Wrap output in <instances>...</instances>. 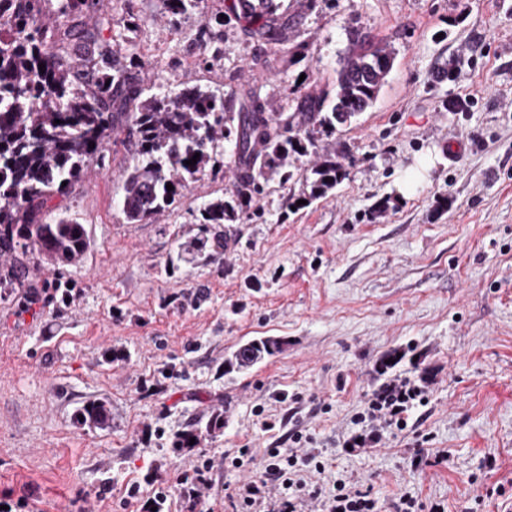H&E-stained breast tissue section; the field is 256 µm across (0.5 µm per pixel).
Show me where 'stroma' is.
<instances>
[{
	"label": "stroma",
	"instance_id": "35a3bbf8",
	"mask_svg": "<svg viewBox=\"0 0 512 512\" xmlns=\"http://www.w3.org/2000/svg\"><path fill=\"white\" fill-rule=\"evenodd\" d=\"M226 2L169 24L159 0H101L76 19L145 88L239 100L254 90L272 112L287 111L292 89L333 85L351 31L388 44L374 106L317 134L349 175L296 207L311 164L299 157L292 178L266 183L256 217L207 227L200 207L236 182L223 141L173 206L131 224L120 200L135 134L111 133L49 213L85 225L83 258L39 268L34 309L23 290L0 295V506L150 512L162 496L165 512H188L177 479L200 455L227 500L255 470L225 455L263 461L299 429L329 461L308 482L358 481L379 512L404 494L423 512H512V0H316L308 11L281 0L287 46L274 53ZM214 49L218 64L200 65ZM422 165L424 179L407 184ZM209 232L219 247L181 253ZM65 286L66 303L54 294ZM264 336L283 352L225 369L228 352ZM394 377L425 385L427 405L377 447L349 452L356 414ZM95 400L111 408L106 426L79 421ZM216 415L222 425L206 430ZM197 427L195 447L177 448ZM420 448L450 458L417 467Z\"/></svg>",
	"mask_w": 512,
	"mask_h": 512
}]
</instances>
